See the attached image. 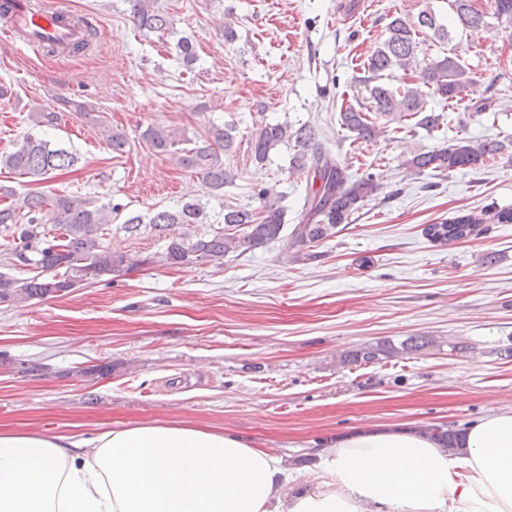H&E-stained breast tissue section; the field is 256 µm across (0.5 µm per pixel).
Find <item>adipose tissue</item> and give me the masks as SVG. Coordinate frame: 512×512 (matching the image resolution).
Segmentation results:
<instances>
[{
	"instance_id": "1",
	"label": "adipose tissue",
	"mask_w": 512,
	"mask_h": 512,
	"mask_svg": "<svg viewBox=\"0 0 512 512\" xmlns=\"http://www.w3.org/2000/svg\"><path fill=\"white\" fill-rule=\"evenodd\" d=\"M280 457L189 421L95 436L0 427V512H512V413L453 448L408 423L329 444L309 486Z\"/></svg>"
}]
</instances>
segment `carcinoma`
Instances as JSON below:
<instances>
[{"mask_svg":"<svg viewBox=\"0 0 512 512\" xmlns=\"http://www.w3.org/2000/svg\"><path fill=\"white\" fill-rule=\"evenodd\" d=\"M456 25L474 31L482 24V15L475 12L470 0H449ZM133 19L140 30L160 32L167 29L166 16L154 8V0H135ZM387 36L363 63L364 75L358 83L369 90L377 104L375 115L383 117L393 112L412 121V127L433 131L439 128V116L426 110L425 93L419 88L392 87L383 82L396 71L417 70L420 65V36L433 33L440 40H452L449 28L441 24L436 15L422 11L411 22L400 16L393 17L386 27ZM422 83L448 103L461 100L462 93L475 84L470 72L456 54L425 64ZM341 125L356 134V138L369 140L379 129L366 113L353 107L340 111ZM235 127L225 125L210 132L202 144L192 142L175 131L162 127H149L143 137L161 153L176 155L179 165L203 174L212 187L221 191L232 175L224 169L221 153L233 144ZM104 141L116 153L123 151L127 139L119 129L102 128ZM294 141L299 147L293 162L309 166L320 186L304 199L298 214V224L289 236L282 235L285 226V208L280 199L263 188L261 210L230 207L224 210V227L210 234L183 232L169 239L164 261L183 267L201 261L222 263L234 254L242 255L272 242L284 243V248L311 246L336 234V229L348 223L351 214L361 202L372 196L378 185L372 176L353 177L317 141L315 130L307 125L293 129L288 124L267 125L254 143V158L262 164L271 150L278 145ZM505 150L499 142H478L457 138L453 143L408 161L418 171L451 172L475 168L487 158ZM77 157L63 148L53 149L46 140L32 134L25 136L16 149L0 155V166L20 176L43 181L59 170L71 168ZM120 211L112 202L101 203L93 198L69 195H46L42 192L27 194L20 205L0 206V237L4 240L8 260L13 267H24L32 272L26 278H14L0 272V302H25L66 292L80 285L93 283L105 275L123 270L126 258L104 245L105 227L112 223V214ZM204 219L197 204L186 203L175 211L161 210L150 217L148 226L159 234L174 224L189 226ZM484 219L471 214L456 217L441 224H430L426 235L446 244L480 234ZM431 344L423 336L409 337L395 346L389 341L365 346L348 352L344 361L372 363L393 358L407 351H418Z\"/></svg>","mask_w":512,"mask_h":512,"instance_id":"1","label":"carcinoma"}]
</instances>
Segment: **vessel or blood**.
I'll return each instance as SVG.
<instances>
[{"label":"vessel or blood","instance_id":"b4317fda","mask_svg":"<svg viewBox=\"0 0 512 512\" xmlns=\"http://www.w3.org/2000/svg\"><path fill=\"white\" fill-rule=\"evenodd\" d=\"M8 7V29L0 33V40L41 53L53 47L57 56H69L73 46L82 42L92 25L90 17H76L72 12L52 8L33 11L29 0H0Z\"/></svg>","mask_w":512,"mask_h":512}]
</instances>
